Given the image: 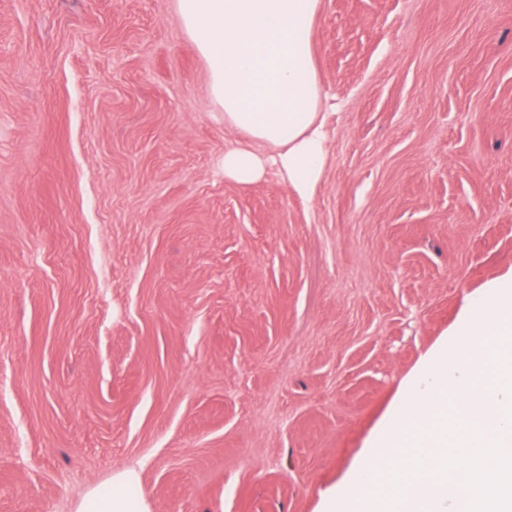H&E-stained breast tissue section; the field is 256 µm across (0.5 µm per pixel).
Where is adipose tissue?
<instances>
[{
    "label": "adipose tissue",
    "instance_id": "ef3b65f1",
    "mask_svg": "<svg viewBox=\"0 0 512 512\" xmlns=\"http://www.w3.org/2000/svg\"><path fill=\"white\" fill-rule=\"evenodd\" d=\"M319 7L320 0H178L225 125L251 139L224 154V174L238 183L256 181L269 163L301 196L318 183L323 101L311 37ZM137 480L136 471H115L108 488L88 490L76 512H152L126 493Z\"/></svg>",
    "mask_w": 512,
    "mask_h": 512
}]
</instances>
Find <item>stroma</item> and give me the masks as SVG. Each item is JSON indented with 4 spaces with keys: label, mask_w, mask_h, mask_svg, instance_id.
Wrapping results in <instances>:
<instances>
[{
    "label": "stroma",
    "mask_w": 512,
    "mask_h": 512,
    "mask_svg": "<svg viewBox=\"0 0 512 512\" xmlns=\"http://www.w3.org/2000/svg\"><path fill=\"white\" fill-rule=\"evenodd\" d=\"M310 199L242 185L177 0H0V512H325L512 289V0H321ZM138 473L134 470H118L112 474L108 488L104 491L93 488L86 492L76 505V512H152L145 499H131L126 489L136 483Z\"/></svg>",
    "instance_id": "35a3bbf8"
}]
</instances>
